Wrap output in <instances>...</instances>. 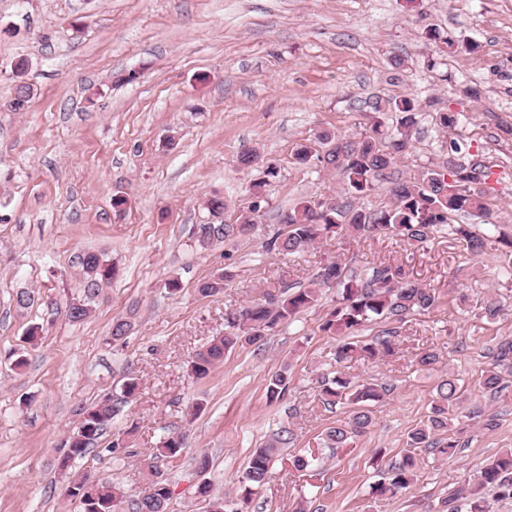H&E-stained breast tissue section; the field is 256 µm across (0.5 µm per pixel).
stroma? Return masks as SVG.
I'll return each mask as SVG.
<instances>
[{
  "instance_id": "1",
  "label": "stroma",
  "mask_w": 512,
  "mask_h": 512,
  "mask_svg": "<svg viewBox=\"0 0 512 512\" xmlns=\"http://www.w3.org/2000/svg\"><path fill=\"white\" fill-rule=\"evenodd\" d=\"M432 25L475 41L478 52L442 57L426 35ZM396 54L404 59L398 70L390 64ZM21 58L34 94L11 112L12 67ZM468 86L478 99L465 95ZM399 96L415 98L422 113L403 175L433 163L485 165L490 221H455L512 235V137L503 132L512 124V0H0V512H75L58 459L76 410L119 394L128 376L139 382L137 395L95 459L75 465L121 488V512L167 436L184 438L180 456L159 463L172 489L167 512H206L195 494L203 480L244 512H450L449 496L512 448V378L495 395L481 385L499 344L512 340V273H503L500 252L476 256L438 235L415 247L330 236L287 258L262 248L299 198L341 188L336 174L293 165L296 144L321 128L358 132L369 102ZM443 110L460 113L457 133L433 127L432 113ZM246 147L278 168L257 229L199 248L192 230L211 219L206 199L223 197L227 224L253 202L251 185L264 173L236 168ZM88 253L116 273L89 317L74 324L66 307L84 296ZM336 259L356 269L402 267L435 304L399 324L393 356L347 362L348 376L392 391L372 404L366 433L332 450L325 431L350 414L320 399L340 342L322 329L335 289L262 341L229 352L208 377H189L186 364L223 334L226 313L286 286L307 287L320 264ZM227 268L234 277L223 293L198 294L201 281ZM174 277L176 294L166 287ZM23 290L35 295L26 308L16 301ZM493 300L501 311L492 318ZM121 318L131 331L107 344ZM33 325L42 331L30 345L23 336ZM425 350L438 360L422 370L415 361ZM281 372L288 387L269 399ZM450 375L465 390L459 413L482 407L496 427L470 425L463 448L445 459L417 449L414 485L373 495L378 458L406 453L408 432L426 422L436 385ZM284 426L291 442L269 481L241 504L252 450ZM125 432L128 447L108 452ZM202 454L210 458L203 473ZM306 454L313 464L296 469L295 456Z\"/></svg>"
}]
</instances>
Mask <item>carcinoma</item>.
I'll return each mask as SVG.
<instances>
[{
    "mask_svg": "<svg viewBox=\"0 0 512 512\" xmlns=\"http://www.w3.org/2000/svg\"><path fill=\"white\" fill-rule=\"evenodd\" d=\"M429 40L442 45V52L452 55L458 48L477 49L472 42H459L441 34L436 28L427 30ZM399 115L394 126L384 121L385 114ZM419 104L411 97L392 98L372 107L369 128L352 136L338 135L329 130L314 134L299 144L292 153L293 164L299 168H322L335 171L341 179V190L334 198L306 197L281 212L278 227L263 243L264 251L274 255H293L334 233L338 237L384 236L399 239L411 246L426 243L437 234L466 245L473 254L484 252L487 241L495 238L512 271V238L483 235L472 224H454L452 216L467 213L479 218L490 217L484 184L489 172L480 163L445 167L430 164L421 167L417 175L402 178L394 169L413 152L412 129L418 123ZM432 122L443 132L454 131L460 124L455 112H435ZM260 162V154L253 148L241 150L236 163L240 169H249ZM388 201L378 205L366 202L379 195ZM256 226V219L240 216L234 224H197L194 236L199 247L206 248L213 241L228 237H248ZM82 265L87 275L85 297L69 304L67 318L73 323L84 321L91 311V300L99 288L109 283L115 273L112 264L94 253L86 254ZM234 277L226 269L198 285L197 291L211 297L224 290V282ZM335 288L336 307L329 313L323 331L343 335L372 321L400 323L415 311H424L435 303V295L428 288L405 280L402 270L390 265H374L358 272L339 261L324 263L313 275L310 287L294 292L283 291L278 296L268 295L252 302L224 319V335L215 336L198 349L187 362V372L195 379L207 377L224 363V356L246 344H254L290 323L303 310L315 305L321 289ZM396 328H389L371 341L345 342L336 349V362L348 359L374 360L390 355L394 349L392 338ZM512 375V340L499 348L494 367L483 375L482 386L490 393L505 388L504 380ZM288 384L287 372L277 374L268 385L270 400L281 397ZM138 390V381L127 378L121 385V395H104L90 406H80L81 418L66 441L61 469L68 470L71 462L87 457L99 439L112 425L120 405L131 400ZM389 389L383 383L355 382L336 375L323 383L322 403L328 408L350 406L347 421L331 427L325 434L328 448H344L350 440L365 433L373 424L369 403L379 402ZM463 391L458 380L448 377L436 387V398L431 406L428 422L408 433L412 448H429L438 455H451L460 447L458 427L449 417V408L462 401ZM291 432L281 428L276 439L254 449L241 480L242 500L248 502L253 491L267 483L271 476L274 457L280 445L289 443ZM183 439L167 437L155 449L153 458L168 459L180 455ZM417 463L413 453L390 463L382 479L373 486L379 496H394L410 487L416 477ZM159 475L154 493L142 501H131V512H166L170 499L169 482L156 466L150 475ZM74 491L68 493L79 504L80 512H119L123 492L110 482L88 484L86 476L69 479ZM496 490L497 497L512 499V448L503 451L481 469L477 481L467 490L468 512H491V503L485 489ZM198 496L208 501V512H224V499L212 494L211 485L197 486Z\"/></svg>",
    "mask_w": 512,
    "mask_h": 512,
    "instance_id": "obj_1",
    "label": "carcinoma"
}]
</instances>
